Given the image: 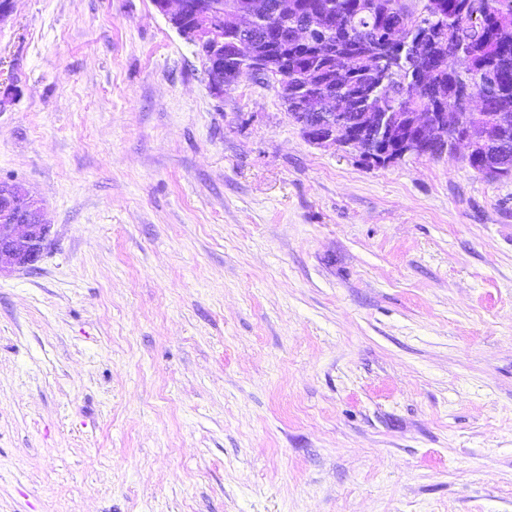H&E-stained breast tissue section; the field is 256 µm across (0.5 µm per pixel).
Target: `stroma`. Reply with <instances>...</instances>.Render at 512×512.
<instances>
[{
  "mask_svg": "<svg viewBox=\"0 0 512 512\" xmlns=\"http://www.w3.org/2000/svg\"><path fill=\"white\" fill-rule=\"evenodd\" d=\"M0 512H512V178L308 143L151 0H16ZM10 185L0 184V277L35 267L50 232L38 199L21 184Z\"/></svg>",
  "mask_w": 512,
  "mask_h": 512,
  "instance_id": "stroma-1",
  "label": "stroma"
}]
</instances>
